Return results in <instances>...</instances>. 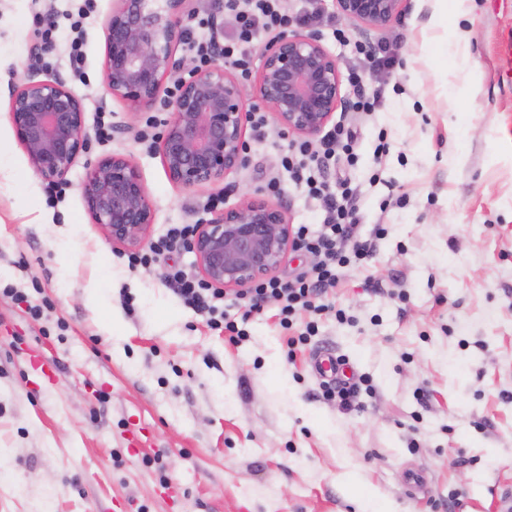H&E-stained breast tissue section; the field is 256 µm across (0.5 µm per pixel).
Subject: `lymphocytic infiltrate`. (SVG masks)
<instances>
[{
    "label": "lymphocytic infiltrate",
    "mask_w": 512,
    "mask_h": 512,
    "mask_svg": "<svg viewBox=\"0 0 512 512\" xmlns=\"http://www.w3.org/2000/svg\"><path fill=\"white\" fill-rule=\"evenodd\" d=\"M224 10L234 20L233 34L213 35L198 42L196 58L203 67L224 62L244 77L251 72L250 46L260 32L284 31L307 21L306 15L282 9L278 0H224ZM352 141V132L338 124L325 132L320 150L311 151L308 143L300 142L283 158V167L292 172L295 180L306 183L310 192L322 196L325 203L321 231H311L302 224L293 230L294 251L311 254L316 262L311 270L293 278L270 277L241 293L251 311L260 309L262 303L275 302L279 322L288 330L292 329L299 312L312 314L313 319L307 322L304 332L289 337L288 343L292 346L308 344L318 331L317 316L332 312L333 307L326 304L325 298L336 288L341 269L353 262L366 261L372 253V242L355 237L358 218L351 189L335 191L324 178L328 161L337 151H351ZM195 232L192 224L172 225L165 235L151 242L145 252L130 254V267L148 266L174 247L188 245ZM166 279L183 303L205 316L212 329L224 331L233 342L245 338V330L239 329L237 322L227 316L223 289L175 267L168 271Z\"/></svg>",
    "instance_id": "obj_1"
}]
</instances>
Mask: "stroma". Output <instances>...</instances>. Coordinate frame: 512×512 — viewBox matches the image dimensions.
<instances>
[{"instance_id": "obj_1", "label": "stroma", "mask_w": 512, "mask_h": 512, "mask_svg": "<svg viewBox=\"0 0 512 512\" xmlns=\"http://www.w3.org/2000/svg\"><path fill=\"white\" fill-rule=\"evenodd\" d=\"M79 3L0 0V512H498V493L512 492V0H468L456 22L440 0H411L369 34L318 0L307 30L342 73L363 39L395 59L367 77V90L385 91L380 108L337 111L357 160L327 168L355 190L358 237L386 232L329 293L345 321L324 319L292 359L275 303L229 342L165 282L168 263L193 270V254L129 268L81 191L100 158L127 156L153 202L155 239L207 218L210 197L232 206L275 179L290 224L318 231L322 201L281 165L291 135L268 125L223 181L172 183L141 138L147 116L165 124L170 112L104 90L113 0L85 20L87 77H73L67 15ZM38 13L58 24L45 52ZM338 24L350 44L336 43ZM462 41L466 79L455 68ZM39 54L43 77L83 96L88 130L102 112L120 128L92 140L58 186L34 172L8 114L11 79ZM42 298L53 308L36 322L28 306ZM320 349L352 365L355 407L319 397L310 358ZM412 468L429 479L417 496L405 488Z\"/></svg>"}]
</instances>
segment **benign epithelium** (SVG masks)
<instances>
[{
  "instance_id": "7a95c632",
  "label": "benign epithelium",
  "mask_w": 512,
  "mask_h": 512,
  "mask_svg": "<svg viewBox=\"0 0 512 512\" xmlns=\"http://www.w3.org/2000/svg\"><path fill=\"white\" fill-rule=\"evenodd\" d=\"M185 0H115L106 25L107 91L135 109L161 104L172 118L156 149L169 179L185 188L212 185L243 167L248 112L243 88L229 67L196 68L176 57ZM408 0H336V10L366 32L389 27ZM33 63L9 88V115L34 171L47 183L65 180L87 150L84 98L61 79H42ZM177 85L164 96V81ZM257 96L278 127L311 138L343 107V76L312 33L281 35L262 53ZM82 195L93 223L127 250H137L155 210L139 167L128 157L99 159ZM285 211L260 194L212 212L198 224L190 251L200 276L226 290L265 279L292 248Z\"/></svg>"
}]
</instances>
